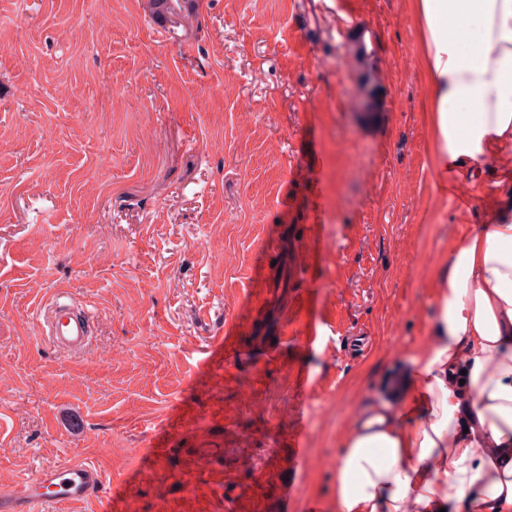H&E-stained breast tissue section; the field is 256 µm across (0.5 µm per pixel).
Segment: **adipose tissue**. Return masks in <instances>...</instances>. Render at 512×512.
Listing matches in <instances>:
<instances>
[{
    "instance_id": "ef3b65f1",
    "label": "adipose tissue",
    "mask_w": 512,
    "mask_h": 512,
    "mask_svg": "<svg viewBox=\"0 0 512 512\" xmlns=\"http://www.w3.org/2000/svg\"><path fill=\"white\" fill-rule=\"evenodd\" d=\"M418 13L436 166L479 170L512 143V0ZM436 305L412 398L369 408L344 446L336 512H512V201L453 250Z\"/></svg>"
}]
</instances>
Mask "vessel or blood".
Returning a JSON list of instances; mask_svg holds the SVG:
<instances>
[{
  "label": "vessel or blood",
  "instance_id": "obj_1",
  "mask_svg": "<svg viewBox=\"0 0 512 512\" xmlns=\"http://www.w3.org/2000/svg\"><path fill=\"white\" fill-rule=\"evenodd\" d=\"M339 10L350 21L349 35L354 40L351 60L366 66L372 82L382 83L386 72L379 61V31L374 23L362 20L352 10L349 0H340ZM43 326L52 344L64 351L83 350L91 336L92 321L84 305L67 304L53 300L44 309ZM294 465L317 471L325 466L323 458L311 456L305 448L303 436H296L291 450ZM98 471L91 465L72 463L41 469L28 481L20 495H1L0 512H29L31 506L66 505L86 500L100 485Z\"/></svg>",
  "mask_w": 512,
  "mask_h": 512
}]
</instances>
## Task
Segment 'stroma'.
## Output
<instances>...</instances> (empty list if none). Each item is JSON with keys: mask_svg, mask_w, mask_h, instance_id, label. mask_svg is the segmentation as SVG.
<instances>
[{"mask_svg": "<svg viewBox=\"0 0 512 512\" xmlns=\"http://www.w3.org/2000/svg\"><path fill=\"white\" fill-rule=\"evenodd\" d=\"M300 2L0 0V493L83 460L104 483L57 512H336L365 406L411 398L438 273L512 173L455 174L463 207L437 182L417 0L359 5L387 73L367 126ZM61 294L92 312L83 353L42 332ZM300 430L325 469L289 464Z\"/></svg>", "mask_w": 512, "mask_h": 512, "instance_id": "1", "label": "stroma"}]
</instances>
